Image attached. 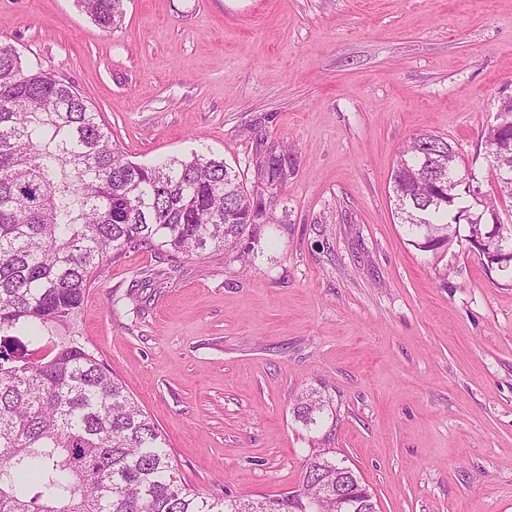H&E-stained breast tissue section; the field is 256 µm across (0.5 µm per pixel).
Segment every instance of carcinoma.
Segmentation results:
<instances>
[{"label": "carcinoma", "instance_id": "obj_1", "mask_svg": "<svg viewBox=\"0 0 512 512\" xmlns=\"http://www.w3.org/2000/svg\"><path fill=\"white\" fill-rule=\"evenodd\" d=\"M125 0H77L99 28ZM458 153L422 133L399 153L390 183L414 245L448 241L466 197L443 189ZM294 155L274 146L258 169L288 183ZM479 206L491 221L512 200V152ZM260 200L223 160L193 154L157 165L128 160L69 82L0 42V512H289L244 496H205L182 483L165 435L79 331L86 293L104 259L128 249L189 257L233 251ZM323 400L294 413L318 424ZM306 483L336 479L315 456Z\"/></svg>", "mask_w": 512, "mask_h": 512}]
</instances>
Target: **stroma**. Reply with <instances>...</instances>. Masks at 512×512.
<instances>
[{
  "instance_id": "stroma-1",
  "label": "stroma",
  "mask_w": 512,
  "mask_h": 512,
  "mask_svg": "<svg viewBox=\"0 0 512 512\" xmlns=\"http://www.w3.org/2000/svg\"><path fill=\"white\" fill-rule=\"evenodd\" d=\"M0 42L74 84L130 161L211 155L272 204L246 261L130 249L81 310L184 484L262 501L323 449L378 512H512V282L466 241L416 248L390 184L426 132L490 184L512 0H126L109 33L74 0H0ZM272 145L296 158L277 193ZM323 402L320 397L316 398L312 394L302 395L297 399V403L295 404V416L307 427L315 426L318 424V419L324 409L325 404Z\"/></svg>"
}]
</instances>
